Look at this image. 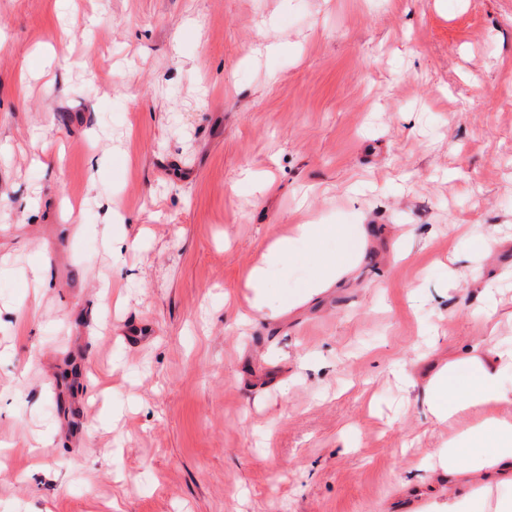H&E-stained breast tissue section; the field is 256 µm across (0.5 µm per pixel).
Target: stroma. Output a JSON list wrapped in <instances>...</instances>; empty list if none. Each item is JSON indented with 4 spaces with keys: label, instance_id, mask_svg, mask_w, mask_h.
<instances>
[{
    "label": "stroma",
    "instance_id": "1",
    "mask_svg": "<svg viewBox=\"0 0 512 512\" xmlns=\"http://www.w3.org/2000/svg\"><path fill=\"white\" fill-rule=\"evenodd\" d=\"M308 223L351 271L240 321ZM486 336L512 0H0V512H423L426 375Z\"/></svg>",
    "mask_w": 512,
    "mask_h": 512
}]
</instances>
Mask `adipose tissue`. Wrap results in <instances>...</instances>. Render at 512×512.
I'll list each match as a JSON object with an SVG mask.
<instances>
[{
    "label": "adipose tissue",
    "instance_id": "ef3b65f1",
    "mask_svg": "<svg viewBox=\"0 0 512 512\" xmlns=\"http://www.w3.org/2000/svg\"><path fill=\"white\" fill-rule=\"evenodd\" d=\"M345 232L342 224H299L276 239L250 275L255 313L274 316V284L295 259L311 268L306 297L335 284L349 269V254L321 242ZM426 389L435 423L448 429L447 447L429 454L448 493L431 501L429 512H512V344L489 336L459 346Z\"/></svg>",
    "mask_w": 512,
    "mask_h": 512
}]
</instances>
